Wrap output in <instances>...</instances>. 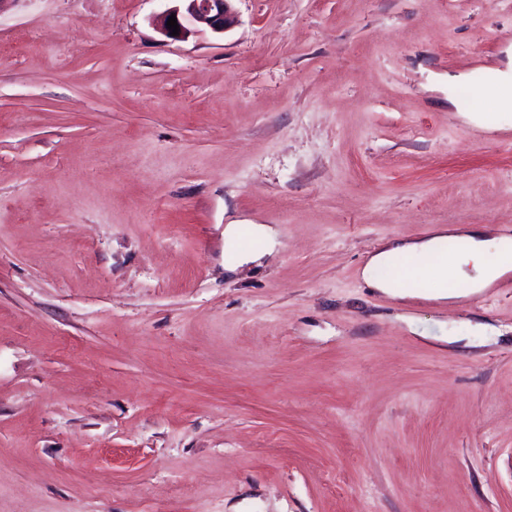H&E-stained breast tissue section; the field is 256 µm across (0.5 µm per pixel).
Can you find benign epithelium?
Wrapping results in <instances>:
<instances>
[{"mask_svg": "<svg viewBox=\"0 0 512 512\" xmlns=\"http://www.w3.org/2000/svg\"><path fill=\"white\" fill-rule=\"evenodd\" d=\"M182 5L174 6L156 19L160 32L174 41L187 38L193 27L201 24L217 34L224 33L236 23V15L232 9L233 0H180ZM176 15L179 25V35L171 36L167 21L171 15Z\"/></svg>", "mask_w": 512, "mask_h": 512, "instance_id": "obj_1", "label": "benign epithelium"}]
</instances>
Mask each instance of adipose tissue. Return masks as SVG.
<instances>
[{"label":"adipose tissue","instance_id":"obj_1","mask_svg":"<svg viewBox=\"0 0 512 512\" xmlns=\"http://www.w3.org/2000/svg\"><path fill=\"white\" fill-rule=\"evenodd\" d=\"M463 242V250L450 256L438 275L448 278L466 276L472 290L491 286L512 272V237L493 235L477 227L440 228L431 237L418 241L396 240L375 252L366 265L364 274L374 288L396 298L413 296L414 290L403 274H386L385 269L400 255L422 257L434 255L441 242Z\"/></svg>","mask_w":512,"mask_h":512}]
</instances>
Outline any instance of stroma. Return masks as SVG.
Instances as JSON below:
<instances>
[{
    "mask_svg": "<svg viewBox=\"0 0 512 512\" xmlns=\"http://www.w3.org/2000/svg\"><path fill=\"white\" fill-rule=\"evenodd\" d=\"M171 6L0 0V512H512V292L364 275L512 235V0ZM182 2V7L174 6L156 19V26L167 38L178 41L187 38L192 27L201 24L217 34L224 32L236 23V15L231 2L235 0H171ZM171 14L176 15L179 35L171 36L167 21ZM443 241H462L463 250L453 256H448L445 267H439L435 272L440 276L454 279L462 276L470 283L475 292L488 288L495 281L507 275L512 270V238L506 234L491 235L486 229L477 227L439 228L429 238L418 241L396 240L386 244L375 252L366 265L364 274L367 282L374 288L396 298H407L417 295L407 281L409 276L403 274L384 275L382 270L390 265L392 260L400 255L410 257L431 256ZM495 252L497 262L489 261V255ZM470 267L469 274L465 268Z\"/></svg>",
    "mask_w": 512,
    "mask_h": 512,
    "instance_id": "stroma-1",
    "label": "stroma"
}]
</instances>
